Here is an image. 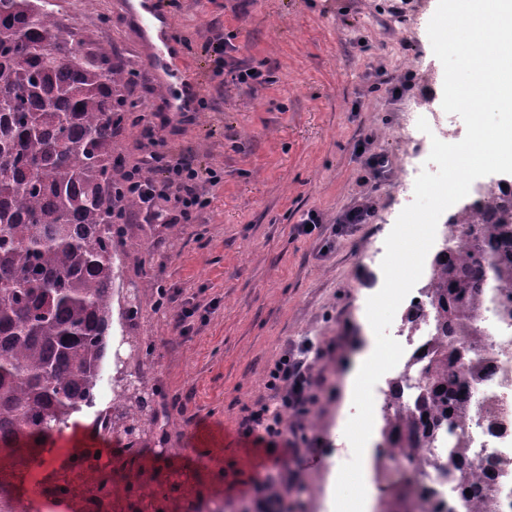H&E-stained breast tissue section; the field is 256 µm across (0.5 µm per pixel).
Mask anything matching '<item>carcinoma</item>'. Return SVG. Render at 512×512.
Here are the masks:
<instances>
[{
  "mask_svg": "<svg viewBox=\"0 0 512 512\" xmlns=\"http://www.w3.org/2000/svg\"><path fill=\"white\" fill-rule=\"evenodd\" d=\"M45 2L0 0V452L11 467L42 463L51 453L45 441L94 403L121 288L112 170L124 107L132 105L129 71L83 38L69 58L74 27ZM498 185L484 182L443 224L419 289L436 335L421 355L414 404L389 384L379 477L393 461L411 472L415 449L445 444L473 421L500 429L509 419L500 397L475 402L467 392L485 377L496 345L480 327L478 283L512 282V198L496 194ZM491 302L498 322L512 327V288L496 289ZM464 356L470 367L462 377ZM154 396L130 392L115 368L105 435L127 437V423L143 434L162 427ZM439 479L450 492H471L461 512H496L493 485L467 462L466 447L456 445ZM382 504V512H455L408 479Z\"/></svg>",
  "mask_w": 512,
  "mask_h": 512,
  "instance_id": "1",
  "label": "carcinoma"
}]
</instances>
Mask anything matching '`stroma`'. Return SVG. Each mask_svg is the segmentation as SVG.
<instances>
[{"label":"stroma","instance_id":"obj_1","mask_svg":"<svg viewBox=\"0 0 512 512\" xmlns=\"http://www.w3.org/2000/svg\"><path fill=\"white\" fill-rule=\"evenodd\" d=\"M128 0H55V14L75 24L115 61L132 70L135 108L118 141L123 163L137 157L139 115L163 123L173 158L223 171L212 203L192 224H128L115 246L124 290L139 289L141 310L116 334L147 336L152 359L133 355L128 370L156 389L168 415L167 465L200 475L207 512H260L268 464L248 452L238 433L248 409L271 402L268 373L304 339L325 346L315 364L320 400L298 418L303 437L317 443L289 458V512H334L326 491L307 483L349 460L344 435L354 412L344 400L347 361L371 326L369 297L383 285L385 239L414 199L406 170L421 172L431 140L447 127L466 128L442 108L444 69L428 24L438 0H156L168 19V40L190 65V83L158 93L150 44ZM234 34L237 47L222 60L206 48ZM245 65L271 73L270 84H231L228 70ZM188 101L186 113L172 109ZM426 118L429 132L417 127ZM392 161L379 173L372 155ZM366 201L363 224H343L350 206ZM322 219L309 235L297 226L307 213ZM171 288L176 301L154 310L144 274ZM193 312L179 333L173 319ZM112 403V370L104 368L94 407L74 414L50 447L123 448L90 428ZM319 414L311 427V414ZM233 467L236 487L214 488L215 471Z\"/></svg>","mask_w":512,"mask_h":512}]
</instances>
